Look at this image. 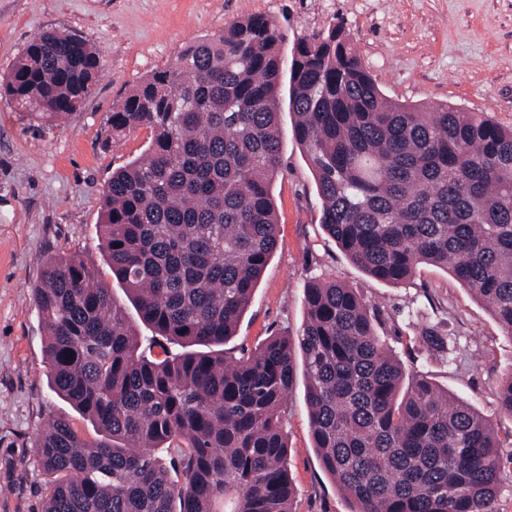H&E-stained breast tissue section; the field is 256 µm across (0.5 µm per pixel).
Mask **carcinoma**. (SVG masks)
<instances>
[{
  "mask_svg": "<svg viewBox=\"0 0 512 512\" xmlns=\"http://www.w3.org/2000/svg\"><path fill=\"white\" fill-rule=\"evenodd\" d=\"M99 70L82 38L42 32L0 93L52 121L80 107ZM285 78L325 233L377 281L402 283L422 264L450 272L512 339V127L387 99L341 23L287 55L277 24L244 17L112 106L109 137L146 127L152 141L112 172L103 246L160 352H139L135 327L90 266L43 260L34 295L50 388L99 439L64 419L44 430L41 512H292L283 424L299 378L314 448L350 512H496L490 424L406 374L378 335L383 313L356 289L312 280L300 336L272 337L245 359L220 350L277 243ZM420 342L451 362L438 326L422 327ZM500 400L512 416V371ZM157 448L177 453L173 470Z\"/></svg>",
  "mask_w": 512,
  "mask_h": 512,
  "instance_id": "carcinoma-1",
  "label": "carcinoma"
}]
</instances>
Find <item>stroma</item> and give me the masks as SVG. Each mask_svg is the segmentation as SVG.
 Instances as JSON below:
<instances>
[{
  "label": "stroma",
  "instance_id": "obj_1",
  "mask_svg": "<svg viewBox=\"0 0 512 512\" xmlns=\"http://www.w3.org/2000/svg\"><path fill=\"white\" fill-rule=\"evenodd\" d=\"M253 14L274 20L289 46L344 22L388 99L451 103L512 126V0H0V77L44 31L82 37L102 64L82 106L60 121L44 122L0 96V512H40L50 478L36 443L49 423L65 418L86 440L98 436L49 388L34 288L43 258L76 254L117 301L125 299L99 246L103 191L113 170L144 155L152 133L143 127L108 140L113 103L173 62L187 43ZM294 121L282 107L276 249L225 353L240 358L268 337L298 336L309 279L356 288L383 313L380 334L406 372L427 376L486 417L500 443L497 512H512V416L499 407L512 340L450 273L423 265L409 281L389 284L369 278L339 251L321 227L313 175L291 134ZM412 309L451 336L453 364L427 360L418 327L407 321ZM284 433L292 512H350L313 446L303 383L288 396Z\"/></svg>",
  "mask_w": 512,
  "mask_h": 512
}]
</instances>
